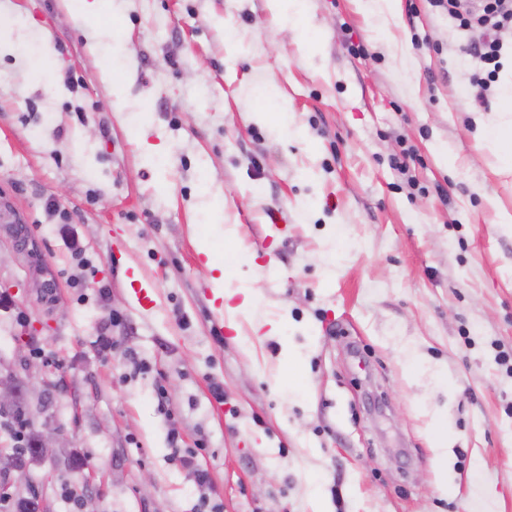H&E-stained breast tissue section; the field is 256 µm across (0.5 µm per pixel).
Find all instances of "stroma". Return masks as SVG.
<instances>
[{
  "label": "stroma",
  "mask_w": 512,
  "mask_h": 512,
  "mask_svg": "<svg viewBox=\"0 0 512 512\" xmlns=\"http://www.w3.org/2000/svg\"><path fill=\"white\" fill-rule=\"evenodd\" d=\"M300 8L0 0V364L53 383L30 427L70 446L27 463L51 512H195L174 434L221 512H512V171L473 121L512 70L482 109L478 33L429 0ZM203 242L255 290L236 329ZM128 277L131 282L135 285L134 289L137 295V300L142 306L153 305L156 303L157 290L154 284L143 276L139 272L132 268L127 269ZM176 451L179 450L175 448ZM179 462L181 465L189 470L191 473L195 484L201 489H209L210 486V476L207 470H205L197 461V455L194 451H185L181 454L180 450L178 451Z\"/></svg>",
  "instance_id": "1"
}]
</instances>
